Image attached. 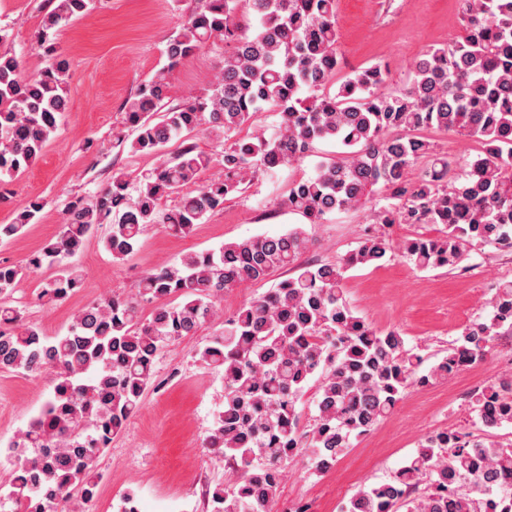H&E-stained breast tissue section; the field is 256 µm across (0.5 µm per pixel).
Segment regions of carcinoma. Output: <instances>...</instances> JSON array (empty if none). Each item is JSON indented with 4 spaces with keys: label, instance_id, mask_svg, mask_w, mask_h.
<instances>
[{
    "label": "carcinoma",
    "instance_id": "cac0c4a2",
    "mask_svg": "<svg viewBox=\"0 0 512 512\" xmlns=\"http://www.w3.org/2000/svg\"><path fill=\"white\" fill-rule=\"evenodd\" d=\"M241 0H198L169 39L167 64L124 105L130 153H153L159 164L136 183L118 169L91 197H76L55 241L23 264H0V370L54 372L50 394L26 429L10 442L8 478L0 482V512H60L78 495L91 499L95 469L152 384L154 361L167 346L194 335L215 314V299L280 270L291 275L224 318V332L197 352L224 372V404L205 447L229 474L208 490L213 512H270L285 462L307 458L317 473L336 464L353 440L394 412L413 386L445 381L486 361L490 343L512 335V282L493 289L490 311L463 326L447 354L426 370L417 345L396 330L369 325L345 296L346 272L376 264L396 250L421 271L453 270L475 244L512 251V0H458L463 38L431 48L400 89L387 69L372 65L338 84L336 0H247L252 20L238 19ZM91 0H56L37 33L45 66L34 76L23 60L0 52V181L36 162L67 110L69 62L50 35L77 19ZM233 43L207 93L168 106L170 72L215 41ZM337 85L334 92L327 87ZM263 110L278 116L274 133L241 137ZM426 130L476 139L480 152L450 164L434 156ZM223 146L220 156L192 133ZM181 143L164 153L173 140ZM340 147L306 179L292 184L282 206L311 224L364 209L373 224H437L439 235H417L398 246L368 233L336 262H303L311 240L302 229L260 235L192 252L144 273L134 295L109 296L78 312L69 331L47 336L7 302L16 282L47 264L62 268L39 300L57 304L80 287L78 255L102 224L113 260L133 255L149 224L187 236L224 201L245 191L259 172H273L315 154L316 143ZM432 162L413 180L407 170ZM222 173L194 194H181L205 170ZM178 195L167 209L163 202ZM43 209L31 202L0 239L17 235ZM152 305L144 314L141 303ZM317 383V414L301 426L299 400ZM467 405L478 433L427 436L389 481L364 486L343 512H492L512 478V444L497 430L512 426V373L473 390ZM492 471L480 491H461Z\"/></svg>",
    "mask_w": 512,
    "mask_h": 512
}]
</instances>
